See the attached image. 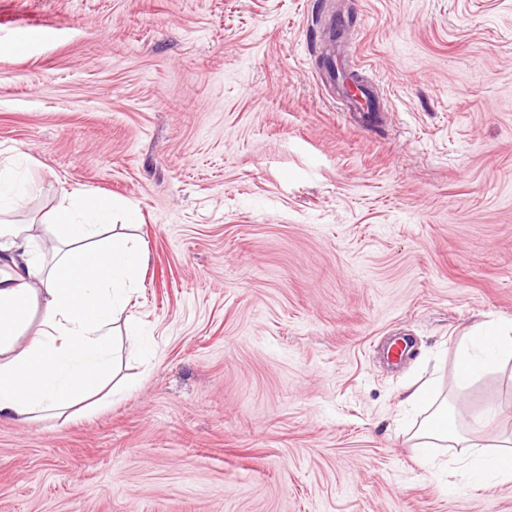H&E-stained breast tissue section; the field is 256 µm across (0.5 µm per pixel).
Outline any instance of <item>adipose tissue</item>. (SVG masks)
I'll list each match as a JSON object with an SVG mask.
<instances>
[{
	"label": "adipose tissue",
	"instance_id": "obj_1",
	"mask_svg": "<svg viewBox=\"0 0 512 512\" xmlns=\"http://www.w3.org/2000/svg\"><path fill=\"white\" fill-rule=\"evenodd\" d=\"M18 165H0V419L62 412L112 377V323L124 310L147 246L111 233V198L75 190L44 220H16L29 193ZM47 234L46 251L34 249ZM512 360V323L489 321L460 337L454 381L464 387ZM414 433L421 457L463 448L459 468L490 488L512 483V437L497 451L462 433L448 403Z\"/></svg>",
	"mask_w": 512,
	"mask_h": 512
}]
</instances>
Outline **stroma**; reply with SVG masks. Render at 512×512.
<instances>
[{"label":"stroma","instance_id":"stroma-1","mask_svg":"<svg viewBox=\"0 0 512 512\" xmlns=\"http://www.w3.org/2000/svg\"><path fill=\"white\" fill-rule=\"evenodd\" d=\"M331 49L386 123H350ZM19 153L23 214L138 209L147 345L115 336L114 392L0 420V512H512L420 462L404 403L428 381L512 433V363L453 384L459 337L512 323V0H0Z\"/></svg>","mask_w":512,"mask_h":512}]
</instances>
